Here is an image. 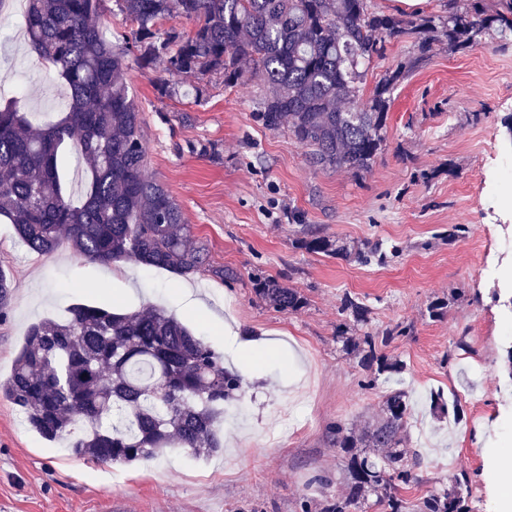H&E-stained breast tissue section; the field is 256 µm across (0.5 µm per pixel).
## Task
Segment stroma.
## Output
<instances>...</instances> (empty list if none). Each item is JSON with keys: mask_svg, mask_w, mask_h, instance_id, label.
I'll return each instance as SVG.
<instances>
[{"mask_svg": "<svg viewBox=\"0 0 512 512\" xmlns=\"http://www.w3.org/2000/svg\"><path fill=\"white\" fill-rule=\"evenodd\" d=\"M0 72L19 79L25 112L56 119L65 87L25 36L24 14L0 12ZM131 92L142 112L147 174L180 205L192 234L208 249L212 275L182 277L130 261L105 265L71 248L29 251L13 225L0 223V266L15 288L0 319V380L12 371L29 325L62 318L76 303L177 313L179 292L193 290L198 312L182 321L223 354L242 379V395L224 414V450L199 459L169 448L152 460L97 464L73 455L66 441L43 439L0 398V512H320L342 462L331 423L375 417L384 390L411 397L409 445L425 458L415 499L467 476V512H499L485 474L499 452H512V203L503 195V165L512 135V41L485 29L453 50L437 36L424 62L394 94L386 145L366 172L318 169L287 127L275 130L253 114L258 80L234 87L220 73L146 70L124 57ZM179 87L162 96L158 82ZM198 86L201 99L184 96ZM323 235L351 246H378L368 265L314 253L299 240ZM272 276L308 299L297 313L268 307L255 293ZM369 308L365 330L407 335L381 348L401 372L363 387L368 372L339 351L336 332L344 295ZM445 302L441 317L430 306ZM258 343L235 354L233 336ZM457 403L458 416L433 414L432 394ZM296 413L285 422L282 411ZM326 483H318V476Z\"/></svg>", "mask_w": 512, "mask_h": 512, "instance_id": "1", "label": "stroma"}]
</instances>
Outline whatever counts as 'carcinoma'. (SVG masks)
I'll return each instance as SVG.
<instances>
[{"label": "carcinoma", "mask_w": 512, "mask_h": 512, "mask_svg": "<svg viewBox=\"0 0 512 512\" xmlns=\"http://www.w3.org/2000/svg\"><path fill=\"white\" fill-rule=\"evenodd\" d=\"M102 0H27L31 46L69 90L66 111L37 124L16 105L0 106V221L14 225L28 250L55 251L63 242L79 256L110 264L127 260L178 275L224 268L209 263L206 246L191 237L179 204L146 173L141 112L130 92L125 51L141 67L166 64L174 74L222 73L224 85L258 74L266 88L255 118L268 129L282 124L323 169L367 170L382 150L388 111L405 69L386 73L363 98L366 75L385 43L404 36L425 49L423 35L442 30L458 49L490 22L512 36V0L485 11L456 0L446 16L407 21L371 9L369 0H115L134 24L126 49L103 34ZM179 16L193 23L184 34H159L158 22ZM73 149L86 166L79 203L65 193L60 153ZM309 251L355 255L371 262L375 249L339 245L327 237L301 241ZM13 280L0 267V318ZM268 306L297 313L307 297L276 278L255 281ZM341 311L358 325L369 308L344 296ZM342 351L377 374L397 370L378 352L376 337L338 336ZM240 376L224 356L161 309L121 313L77 303L62 319L31 324L0 395L30 427L53 441L72 437L71 452L101 463L148 460L166 448L210 457L224 447V404L239 397ZM407 393L388 389L380 416L360 428L330 426L342 458V488L323 512H465L467 482L432 489L412 504L402 491L420 482L424 461L407 447Z\"/></svg>", "instance_id": "obj_1"}]
</instances>
